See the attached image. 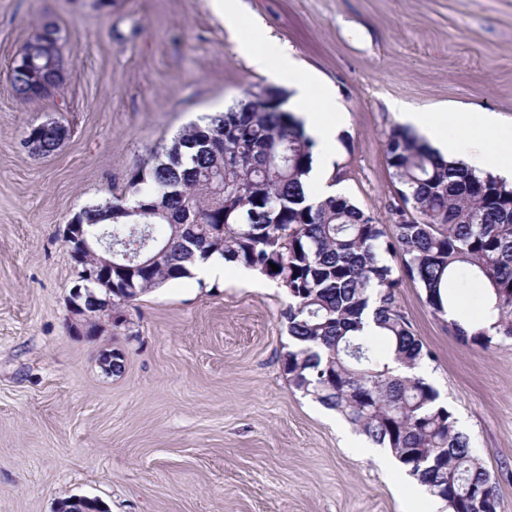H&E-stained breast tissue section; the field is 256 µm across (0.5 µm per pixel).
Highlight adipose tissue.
Segmentation results:
<instances>
[{
	"label": "adipose tissue",
	"mask_w": 512,
	"mask_h": 512,
	"mask_svg": "<svg viewBox=\"0 0 512 512\" xmlns=\"http://www.w3.org/2000/svg\"><path fill=\"white\" fill-rule=\"evenodd\" d=\"M208 5L217 18L235 31L239 54L252 67L292 90L289 104L319 151L308 181L326 186L336 138L345 117L337 110L314 109L311 100L316 96L332 98L331 89L316 76L303 75L291 51L255 30L241 14L239 0H208ZM390 109L402 124L425 137L445 159L463 162L478 172L491 170L512 179V125L500 124L494 113L427 112L401 101L392 102ZM452 127L457 130L453 136L448 133Z\"/></svg>",
	"instance_id": "1"
}]
</instances>
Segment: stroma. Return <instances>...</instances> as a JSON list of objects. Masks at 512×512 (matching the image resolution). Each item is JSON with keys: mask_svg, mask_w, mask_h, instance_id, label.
<instances>
[{"mask_svg": "<svg viewBox=\"0 0 512 512\" xmlns=\"http://www.w3.org/2000/svg\"><path fill=\"white\" fill-rule=\"evenodd\" d=\"M244 14L332 86L348 116L339 185L387 221L388 103L494 112L512 124V0H241ZM67 38L66 82L22 104L13 60L41 21ZM206 0H0V512H448L337 413L296 390L280 361L288 296L237 271L170 281L97 335L69 324L78 270L60 230L124 193L199 113L271 85ZM68 129L51 155L30 126ZM399 303L430 351L422 371L512 512V344H460L417 284ZM121 353L108 374L102 351ZM49 123L50 122L42 123L41 127H43L46 131L55 129L52 133V142L47 143L49 139L42 141L41 135L31 136L28 134L24 139V143L29 150L38 154H46L47 156L48 153H53L67 137V129H58L56 126L50 125Z\"/></svg>", "mask_w": 512, "mask_h": 512, "instance_id": "stroma-1", "label": "stroma"}]
</instances>
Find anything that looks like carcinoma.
Instances as JSON below:
<instances>
[{
	"label": "carcinoma",
	"instance_id": "carcinoma-1",
	"mask_svg": "<svg viewBox=\"0 0 512 512\" xmlns=\"http://www.w3.org/2000/svg\"><path fill=\"white\" fill-rule=\"evenodd\" d=\"M62 48L59 28L42 23L26 52ZM15 98H44L35 86ZM315 141L286 106L256 99L185 128L128 177L127 192L80 210L85 225H108L112 281L128 302L214 253L284 288L293 346L282 356L292 386L340 413L386 448L450 512H499L497 479L419 369L429 352L398 304L405 279L419 285L436 315L454 306L449 285H477L483 322L448 321L463 344L488 349L512 341V184L447 161L398 127L385 142L393 230L342 195L306 190ZM230 160L211 173L218 153ZM181 224L182 229L173 225ZM279 271H272L271 265ZM382 330L379 356L366 317Z\"/></svg>",
	"mask_w": 512,
	"mask_h": 512
}]
</instances>
